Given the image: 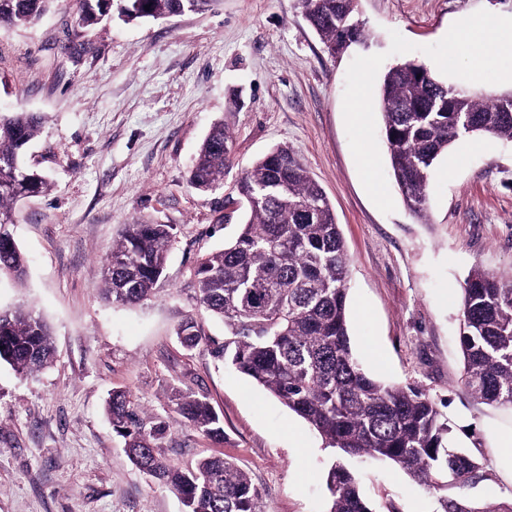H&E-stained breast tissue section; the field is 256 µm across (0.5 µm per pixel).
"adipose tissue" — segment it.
I'll use <instances>...</instances> for the list:
<instances>
[{
    "instance_id": "ef3b65f1",
    "label": "adipose tissue",
    "mask_w": 512,
    "mask_h": 512,
    "mask_svg": "<svg viewBox=\"0 0 512 512\" xmlns=\"http://www.w3.org/2000/svg\"><path fill=\"white\" fill-rule=\"evenodd\" d=\"M499 42L512 43V17L503 18L494 25L485 18L469 21L449 34L448 56L453 59L462 53L468 55L472 63V79L481 82L493 67L492 47Z\"/></svg>"
}]
</instances>
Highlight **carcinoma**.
I'll use <instances>...</instances> for the list:
<instances>
[{
	"instance_id": "carcinoma-1",
	"label": "carcinoma",
	"mask_w": 512,
	"mask_h": 512,
	"mask_svg": "<svg viewBox=\"0 0 512 512\" xmlns=\"http://www.w3.org/2000/svg\"><path fill=\"white\" fill-rule=\"evenodd\" d=\"M54 0H0V24H31ZM129 21L188 10L190 0H119ZM79 24L99 23L112 0H78ZM358 0H298L302 15L331 54L345 50L344 30L359 39ZM149 9H144V6ZM378 106L391 175L418 220L428 217L430 172L448 147L474 132L512 141V92L459 89L423 65L405 61L382 76ZM31 112H0V219H14L16 204L48 191L46 178L23 160L40 132ZM231 136L216 123L189 171V185L213 193L224 185ZM245 219L233 241L196 260V301L224 321L215 343L193 318L177 331L181 344L200 345L269 391L304 419L333 450L325 484L329 512H374L362 496L349 461L391 460L426 490L438 494V512H512L508 505L475 507L450 497L482 471V463L448 444V419L422 392L368 375L354 354L347 310V251L340 225L322 188L298 153L278 145L237 181ZM176 226L138 219L112 244L99 294L134 306L156 296ZM27 261L8 231L0 235V277L23 283ZM461 319L462 385L491 406L512 407V275L480 267L465 280ZM55 356L47 322L29 308L0 311V364L20 374L48 367ZM172 412L193 429L224 437V423L208 398L174 387ZM106 412L132 462L177 493L183 512H261V490L237 462L222 456L176 467L161 441L170 421L146 417L130 394L114 390Z\"/></svg>"
}]
</instances>
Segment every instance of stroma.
I'll return each mask as SVG.
<instances>
[{
    "instance_id": "stroma-1",
    "label": "stroma",
    "mask_w": 512,
    "mask_h": 512,
    "mask_svg": "<svg viewBox=\"0 0 512 512\" xmlns=\"http://www.w3.org/2000/svg\"><path fill=\"white\" fill-rule=\"evenodd\" d=\"M77 0H55L26 26L0 25V110L43 127L27 165L50 183L21 201L9 230L28 261L0 278V310L29 306L51 327L56 359L23 375L0 365V512H182L178 497L128 458L104 411L127 391L149 416H170L172 386L205 394L224 420L215 440L172 422L173 464L235 459L264 490L266 512H328L321 438L272 394L175 330L195 317L208 338L224 325L197 307L194 265L238 231L229 187L272 147H293L330 201L347 246L351 345L363 369L411 385L448 419L453 446L483 464L464 493L512 501V462L494 433L512 410L460 383V289L474 266L512 273V142L462 138L433 168L428 223L406 209L388 164L379 78L412 60L455 86L466 55L448 58L465 20L512 14V0H359L363 39L331 57L297 0H223L211 11L138 22L118 10L78 23ZM362 116H354L355 104ZM232 136L224 186L201 195L188 171L215 122ZM175 225L156 298L102 300V264L126 224ZM374 512H437L436 495L392 461L360 467Z\"/></svg>"
}]
</instances>
